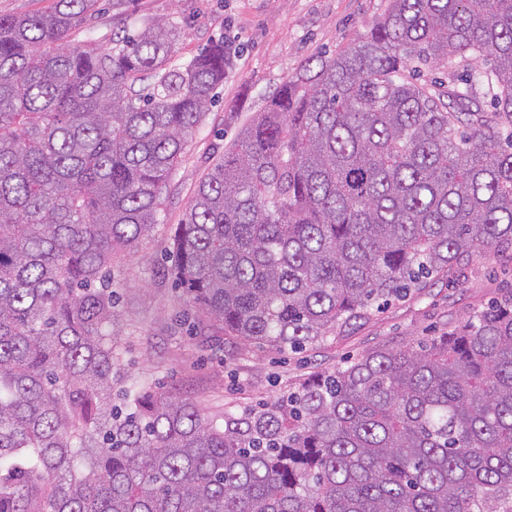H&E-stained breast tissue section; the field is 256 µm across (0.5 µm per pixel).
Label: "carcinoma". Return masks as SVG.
<instances>
[{
	"label": "carcinoma",
	"instance_id": "cac0c4a2",
	"mask_svg": "<svg viewBox=\"0 0 512 512\" xmlns=\"http://www.w3.org/2000/svg\"><path fill=\"white\" fill-rule=\"evenodd\" d=\"M97 2L0 15V512H512V294L222 426L147 385L112 405V265L231 60L172 64L170 20L73 44ZM509 247L512 0H388L201 178L171 277L225 335L301 349Z\"/></svg>",
	"mask_w": 512,
	"mask_h": 512
}]
</instances>
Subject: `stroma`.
Returning <instances> with one entry per match:
<instances>
[{"mask_svg":"<svg viewBox=\"0 0 512 512\" xmlns=\"http://www.w3.org/2000/svg\"><path fill=\"white\" fill-rule=\"evenodd\" d=\"M386 5L387 0H130L119 17L112 0H99L90 25L73 33V43L86 44L117 27H133L139 19H170L180 26L173 47L178 62L189 61L220 36L236 49L215 104L163 192L161 224L114 270L120 315L114 404H121L125 390L146 383L193 400L206 417L220 423L287 396L316 373L382 347L414 345L445 332L512 289V250L479 249L451 277L411 289L302 352L281 353L196 322L167 274L171 227L179 223L200 177L233 143L240 127L307 58L356 41Z\"/></svg>","mask_w":512,"mask_h":512,"instance_id":"stroma-1","label":"stroma"}]
</instances>
